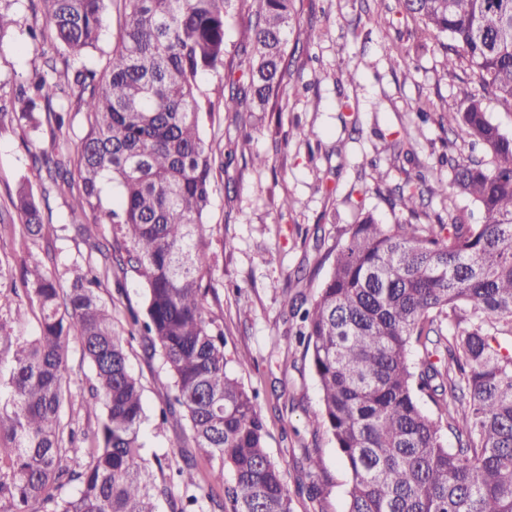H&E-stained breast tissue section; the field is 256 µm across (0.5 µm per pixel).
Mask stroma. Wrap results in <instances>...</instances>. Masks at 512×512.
Segmentation results:
<instances>
[{"instance_id": "35a3bbf8", "label": "stroma", "mask_w": 512, "mask_h": 512, "mask_svg": "<svg viewBox=\"0 0 512 512\" xmlns=\"http://www.w3.org/2000/svg\"><path fill=\"white\" fill-rule=\"evenodd\" d=\"M13 25L0 34V109L18 106L20 84L32 76L30 61L39 54L63 61V49L44 34L39 0H0ZM297 50L281 91V109L255 112L243 120L227 118L218 89L223 73L207 71L199 84L214 101L213 117L201 127L204 141L216 152H232L230 164H216L215 191L206 221L212 229L206 260L214 270L215 297L208 309L224 330L226 351L249 352L248 367L236 368L243 384L257 391L267 427V450L286 469L295 512H345L350 473L325 429L314 422L319 410L315 376L296 342L299 321L285 304V285L304 272L311 288H319L328 267L321 257L344 243L360 215L372 213L383 224L396 223L399 209L376 192L379 179L395 175L394 144L403 128L418 123V107L430 118L413 141V156L404 168L411 178L425 175L451 179L440 158L467 156L469 138L457 124L440 123L470 90L468 67L449 70L438 39L425 36L406 19L396 0H296ZM388 24L379 29L376 16ZM320 32L306 36L308 28ZM406 45L399 59L394 44ZM86 126L84 113L72 116L67 140L56 139L51 121L39 132L18 127L0 135V258L20 268L26 244L10 227L20 224L11 200L20 177H28L40 198L46 222L58 228L48 241L45 259L62 284L72 261L103 267L94 241L112 239L110 224L89 218L91 238L70 230V196L49 187L35 162L44 152L75 160ZM263 157L265 166L253 165ZM292 197L297 205L281 206ZM232 249H225V240ZM122 334L132 372L143 387L144 463L174 461L195 445L186 420L159 424L170 380L159 360L148 359L140 333L132 332L129 310H142L145 286L133 271H113L101 290ZM321 460L316 472L303 465L304 452Z\"/></svg>"}]
</instances>
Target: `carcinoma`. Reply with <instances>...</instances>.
<instances>
[{"label": "carcinoma", "instance_id": "1", "mask_svg": "<svg viewBox=\"0 0 512 512\" xmlns=\"http://www.w3.org/2000/svg\"><path fill=\"white\" fill-rule=\"evenodd\" d=\"M46 27L67 58L95 49L106 0H42ZM243 0H122L123 23L103 75L86 66L59 72L33 61V81L15 112H0V134L42 125L37 102L58 132L84 112L76 231L101 214L127 246L119 270L146 285L144 312L130 311L173 389L161 422L185 414L198 454L220 461L205 481L197 454L157 461L161 480L142 464V386L130 371L123 336L100 296L101 279L73 261L70 287L36 251L23 265V293L0 289V347L12 353L0 381V512H158L178 482L189 494L171 512H294L283 466L266 448L257 394L229 369L247 353L224 351V331L207 315L215 293L205 215L214 193L215 153L200 135L213 103L199 87L205 71L228 70L224 112L281 110L286 47L296 0H255L242 19L234 78L224 42L227 17ZM425 32L444 36L448 62L465 61L474 88L448 122L462 126L491 160L445 158L453 181L399 180L387 189L403 219L371 214L351 225L345 244L324 257L331 269L312 301L298 291L291 314L303 357L317 379L315 421L333 438L351 473L346 512H512V136L487 116L492 97L512 108V0H398ZM51 184L73 190L67 162L43 157ZM120 190L104 207L105 189ZM472 198L480 224L423 209L424 196L448 208L450 192ZM13 207L20 236L54 235L31 183L19 181ZM37 310L32 336L11 323ZM94 374L76 403L66 382L71 339ZM437 408L426 414L421 398ZM101 407L90 460L75 468L78 440L64 417ZM454 446H448V437ZM231 478L224 479V472ZM224 498L211 493L213 486ZM210 492H204V489Z\"/></svg>", "mask_w": 512, "mask_h": 512}]
</instances>
